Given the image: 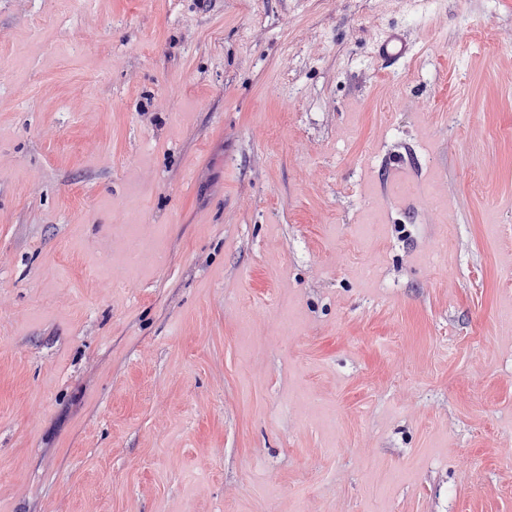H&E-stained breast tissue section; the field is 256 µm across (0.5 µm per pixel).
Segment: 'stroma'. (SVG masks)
<instances>
[{
	"label": "stroma",
	"instance_id": "1",
	"mask_svg": "<svg viewBox=\"0 0 512 512\" xmlns=\"http://www.w3.org/2000/svg\"><path fill=\"white\" fill-rule=\"evenodd\" d=\"M0 512H512V0H0ZM412 52V46L397 33L389 32L376 43V54L385 59H402Z\"/></svg>",
	"mask_w": 512,
	"mask_h": 512
}]
</instances>
